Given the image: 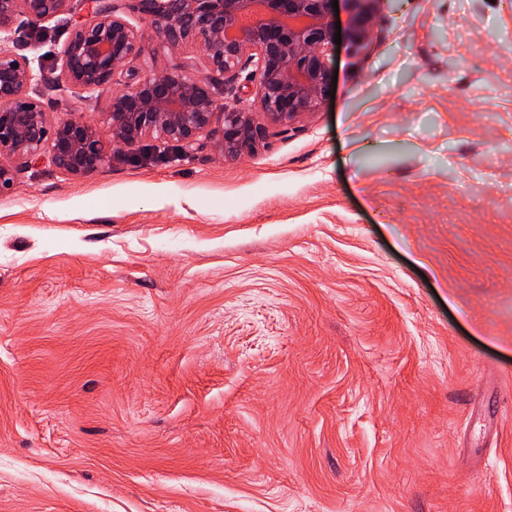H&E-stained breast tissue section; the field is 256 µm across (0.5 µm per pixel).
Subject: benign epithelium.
<instances>
[{
  "instance_id": "1",
  "label": "benign epithelium",
  "mask_w": 512,
  "mask_h": 512,
  "mask_svg": "<svg viewBox=\"0 0 512 512\" xmlns=\"http://www.w3.org/2000/svg\"><path fill=\"white\" fill-rule=\"evenodd\" d=\"M70 0H0V194L16 187L14 161L49 152L54 164L80 178L105 165L115 150L149 137L193 145L222 128L217 148L224 156L251 149L264 136L261 113L287 126L315 112L332 81L328 51L336 33L333 0H84L90 20L75 24L59 55V77L84 92L112 84L134 60L147 62L143 30L125 11L150 25L160 44L190 50L233 85L252 68V99L233 107L218 103L211 78L187 62L146 74L113 94L105 113L108 134L82 120L49 122L29 94L37 73L28 57L12 50L21 23L35 25L63 14ZM346 14L343 39L358 56L372 43L381 0H339ZM9 163H3V160Z\"/></svg>"
}]
</instances>
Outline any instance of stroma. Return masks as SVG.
I'll return each instance as SVG.
<instances>
[{
  "label": "stroma",
  "mask_w": 512,
  "mask_h": 512,
  "mask_svg": "<svg viewBox=\"0 0 512 512\" xmlns=\"http://www.w3.org/2000/svg\"><path fill=\"white\" fill-rule=\"evenodd\" d=\"M23 28L50 122L83 15ZM241 156L0 195V512H512V0H386Z\"/></svg>",
  "instance_id": "obj_1"
}]
</instances>
